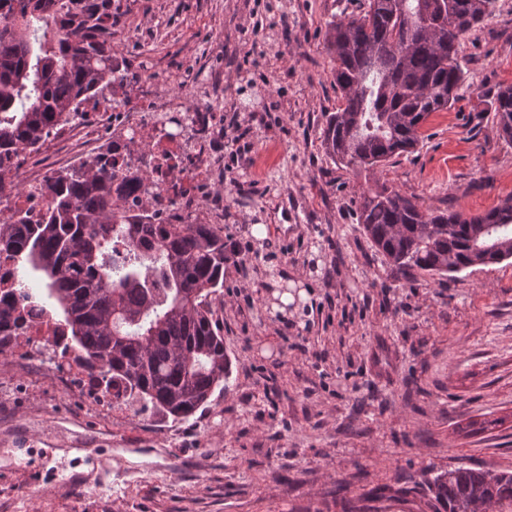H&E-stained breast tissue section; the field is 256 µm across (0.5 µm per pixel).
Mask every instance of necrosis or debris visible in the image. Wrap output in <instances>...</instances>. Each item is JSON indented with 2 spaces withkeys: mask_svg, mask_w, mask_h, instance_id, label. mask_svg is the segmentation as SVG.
<instances>
[{
  "mask_svg": "<svg viewBox=\"0 0 512 512\" xmlns=\"http://www.w3.org/2000/svg\"><path fill=\"white\" fill-rule=\"evenodd\" d=\"M103 121L89 122L87 113L76 115L67 136L59 139L40 157L20 154L9 173L25 190L15 198L0 199V210L15 208L27 212L31 222H39L46 207L40 187L54 168L76 160L96 162L105 141L119 144L112 164L123 178L130 202L146 206L156 222H218L222 213L206 212L203 202L211 184L224 176V115L213 104L184 108L178 101L155 99L145 110L130 111L115 103L103 107ZM23 301V327L0 326V352L43 350L58 387L79 388L116 411L127 406L101 376L90 372L88 357L76 348H63L61 333L44 303L37 284L27 286Z\"/></svg>",
  "mask_w": 512,
  "mask_h": 512,
  "instance_id": "1",
  "label": "necrosis or debris"
}]
</instances>
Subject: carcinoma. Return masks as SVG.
I'll return each instance as SVG.
<instances>
[{
	"label": "carcinoma",
	"mask_w": 512,
	"mask_h": 512,
	"mask_svg": "<svg viewBox=\"0 0 512 512\" xmlns=\"http://www.w3.org/2000/svg\"><path fill=\"white\" fill-rule=\"evenodd\" d=\"M496 0H365L327 24L342 105L326 118L324 151L346 168L374 169L423 139L434 112L463 83L457 45ZM104 17L89 0H0V162L35 148L82 103L124 87ZM494 120L512 143V85L498 90ZM112 168L82 163L51 175L38 224L0 218V253L48 278L72 340L112 387L175 419L225 389L231 361L214 319L224 265L239 251L213 224H155L114 185ZM363 235L396 274L428 275L512 259V198L481 215L428 211L381 185L357 198ZM268 276L275 255L248 245ZM433 512H512V473L465 466L430 484Z\"/></svg>",
	"instance_id": "1"
}]
</instances>
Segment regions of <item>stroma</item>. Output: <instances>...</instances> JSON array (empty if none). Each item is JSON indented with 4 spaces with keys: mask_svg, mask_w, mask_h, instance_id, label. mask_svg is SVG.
Segmentation results:
<instances>
[{
    "mask_svg": "<svg viewBox=\"0 0 512 512\" xmlns=\"http://www.w3.org/2000/svg\"><path fill=\"white\" fill-rule=\"evenodd\" d=\"M112 3L129 104L148 96L145 57L159 96L191 108L222 89L224 136L245 150L213 186L224 234L264 236L307 312L274 319L262 262L246 289L226 266L213 309L232 373L187 420L109 417L56 389L43 361L23 364L27 405L0 390V512H344L371 492L375 512H423L441 471L512 472V260L397 281L356 208L381 184L467 216L512 197V144L491 108L512 85V0L462 39L452 105L372 175L334 163L320 139L341 103L327 24L363 0H288L284 14L277 0ZM196 69L210 84L187 89ZM313 240L326 245L316 278Z\"/></svg>",
    "mask_w": 512,
    "mask_h": 512,
    "instance_id": "stroma-1",
    "label": "stroma"
}]
</instances>
